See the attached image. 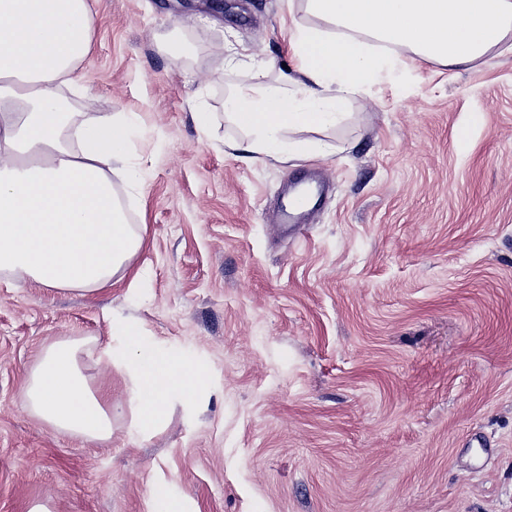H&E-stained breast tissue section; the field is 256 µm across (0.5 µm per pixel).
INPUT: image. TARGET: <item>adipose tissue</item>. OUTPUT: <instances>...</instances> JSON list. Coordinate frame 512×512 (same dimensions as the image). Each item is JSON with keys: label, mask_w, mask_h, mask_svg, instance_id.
Instances as JSON below:
<instances>
[{"label": "adipose tissue", "mask_w": 512, "mask_h": 512, "mask_svg": "<svg viewBox=\"0 0 512 512\" xmlns=\"http://www.w3.org/2000/svg\"><path fill=\"white\" fill-rule=\"evenodd\" d=\"M313 24H294L289 49L300 77L257 82L224 101L252 152L286 161L309 152L300 130L335 127L348 96L422 60L450 67L482 60L512 34V0H305ZM88 0H0V273L44 288L94 295L120 285L143 244L112 184L129 151L135 115L79 118L62 88L92 49ZM120 363L133 388L140 434L161 427L173 403L192 405L205 365L145 345L118 322ZM88 337L47 344L26 383L28 411L86 441L112 438V396L90 383Z\"/></svg>", "instance_id": "adipose-tissue-1"}]
</instances>
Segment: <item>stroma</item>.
Here are the masks:
<instances>
[{
	"mask_svg": "<svg viewBox=\"0 0 512 512\" xmlns=\"http://www.w3.org/2000/svg\"><path fill=\"white\" fill-rule=\"evenodd\" d=\"M93 4L66 96L140 118L114 168L139 175L116 189L146 227L141 278L87 297L0 274V512H157L159 489L187 512H512V35L349 97L336 128L297 133L327 155L280 162L224 101L296 76L302 0ZM320 170L324 207L278 235L289 182ZM121 319L208 368L197 406L146 437L102 356ZM69 337L94 338L85 373L121 403L107 443L24 407L43 347Z\"/></svg>",
	"mask_w": 512,
	"mask_h": 512,
	"instance_id": "1",
	"label": "stroma"
}]
</instances>
